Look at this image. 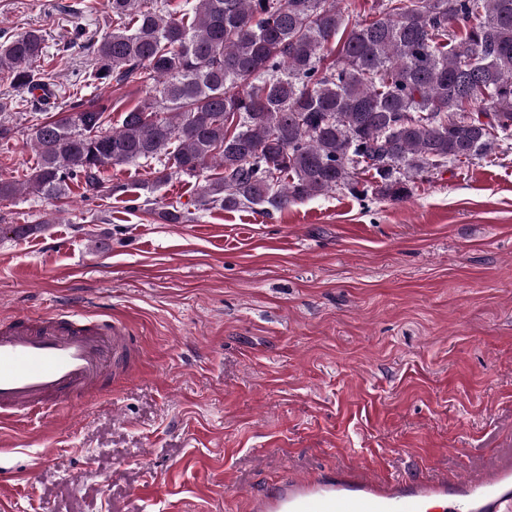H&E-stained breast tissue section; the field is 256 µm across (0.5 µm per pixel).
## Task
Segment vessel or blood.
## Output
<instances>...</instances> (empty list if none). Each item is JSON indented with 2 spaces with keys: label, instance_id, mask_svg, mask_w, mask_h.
I'll use <instances>...</instances> for the list:
<instances>
[{
  "label": "vessel or blood",
  "instance_id": "obj_1",
  "mask_svg": "<svg viewBox=\"0 0 512 512\" xmlns=\"http://www.w3.org/2000/svg\"><path fill=\"white\" fill-rule=\"evenodd\" d=\"M136 349L118 316L89 318L55 309L41 316H0V419L42 418L123 375ZM512 507V466L473 481L430 475L382 479L343 466L315 476H291L248 512H506Z\"/></svg>",
  "mask_w": 512,
  "mask_h": 512
}]
</instances>
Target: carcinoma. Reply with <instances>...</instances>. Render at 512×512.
<instances>
[{"label":"carcinoma","instance_id":"cac0c4a2","mask_svg":"<svg viewBox=\"0 0 512 512\" xmlns=\"http://www.w3.org/2000/svg\"><path fill=\"white\" fill-rule=\"evenodd\" d=\"M106 6L112 29L84 82L135 83L145 97L112 130L104 99L31 125L37 164L23 184L1 179L0 199H59L75 181L110 197L121 187L104 170L144 161L157 183L221 170L200 205L224 210L267 213L342 187L399 201L410 179L512 139V0H374L378 17L353 25L332 0H185L178 18L154 0ZM43 51L37 30L0 40V74L48 92ZM13 108L0 98V140Z\"/></svg>","mask_w":512,"mask_h":512}]
</instances>
